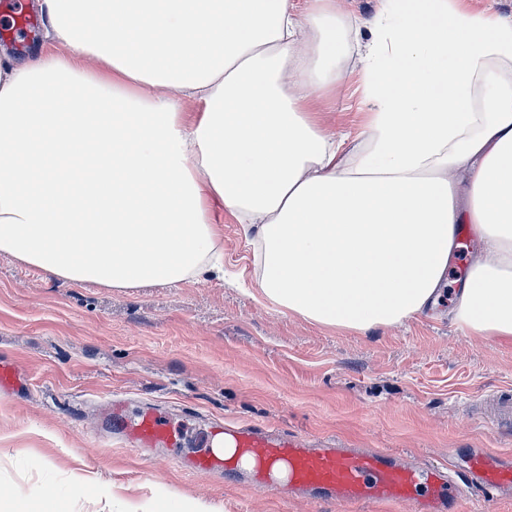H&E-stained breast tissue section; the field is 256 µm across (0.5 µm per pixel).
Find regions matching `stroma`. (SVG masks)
Listing matches in <instances>:
<instances>
[{
    "label": "stroma",
    "instance_id": "obj_1",
    "mask_svg": "<svg viewBox=\"0 0 512 512\" xmlns=\"http://www.w3.org/2000/svg\"><path fill=\"white\" fill-rule=\"evenodd\" d=\"M345 82L308 106L329 132L358 128ZM224 278L125 291L75 285L0 254V358L29 388L0 393V492L14 512L52 495L62 512H340L336 503L256 491L242 477L192 474L157 449L143 457L100 427L113 397L165 408L189 456L213 421L269 423L309 439H336L461 470L476 449L512 456V426L492 423L486 399L512 388V344L448 321L474 253L456 252L427 315L364 334L325 328L246 292L254 260L238 224L214 210ZM97 482L112 496L79 492Z\"/></svg>",
    "mask_w": 512,
    "mask_h": 512
}]
</instances>
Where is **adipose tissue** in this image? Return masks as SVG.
<instances>
[{"label": "adipose tissue", "mask_w": 512, "mask_h": 512, "mask_svg": "<svg viewBox=\"0 0 512 512\" xmlns=\"http://www.w3.org/2000/svg\"><path fill=\"white\" fill-rule=\"evenodd\" d=\"M457 2L35 0L57 51L0 47V253L110 289L219 278L217 206L267 301L364 334L433 308L467 224L451 320L512 341V20ZM364 27L349 152L306 105ZM336 9L364 19H370L379 9V0H335Z\"/></svg>", "instance_id": "1"}]
</instances>
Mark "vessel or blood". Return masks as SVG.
<instances>
[{"label": "vessel or blood", "mask_w": 512, "mask_h": 512, "mask_svg": "<svg viewBox=\"0 0 512 512\" xmlns=\"http://www.w3.org/2000/svg\"><path fill=\"white\" fill-rule=\"evenodd\" d=\"M26 387L21 370L0 359V392L14 394ZM102 424L127 447L138 450L174 448L180 441L169 416L154 407L130 417L123 401L117 400L104 414ZM224 444L231 447V454L221 452ZM183 466L192 473L227 478L245 469L258 490L301 492L313 499L332 500L342 512H356L365 502L402 503L410 512H441L464 493L440 468L417 467L395 453L334 444L312 448L298 436L273 434L259 425L212 423L208 444L185 459ZM467 469L478 483L512 490V462H497L481 451L470 455Z\"/></svg>", "instance_id": "obj_1"}]
</instances>
